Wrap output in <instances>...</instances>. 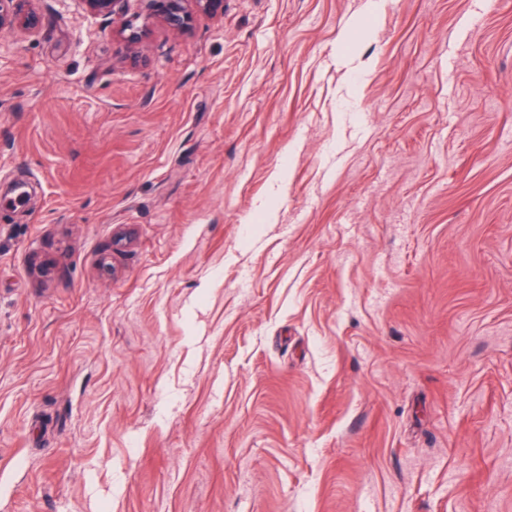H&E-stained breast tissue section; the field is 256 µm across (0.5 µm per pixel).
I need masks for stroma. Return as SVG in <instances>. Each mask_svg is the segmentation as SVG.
Returning <instances> with one entry per match:
<instances>
[{
    "label": "stroma",
    "instance_id": "35a3bbf8",
    "mask_svg": "<svg viewBox=\"0 0 512 512\" xmlns=\"http://www.w3.org/2000/svg\"><path fill=\"white\" fill-rule=\"evenodd\" d=\"M0 35V512H512V0Z\"/></svg>",
    "mask_w": 512,
    "mask_h": 512
}]
</instances>
